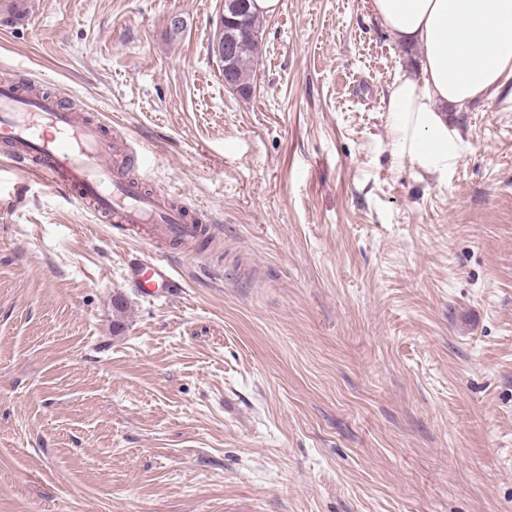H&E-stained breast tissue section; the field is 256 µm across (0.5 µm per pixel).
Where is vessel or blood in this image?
I'll list each match as a JSON object with an SVG mask.
<instances>
[{"instance_id":"obj_1","label":"vessel or blood","mask_w":512,"mask_h":512,"mask_svg":"<svg viewBox=\"0 0 512 512\" xmlns=\"http://www.w3.org/2000/svg\"><path fill=\"white\" fill-rule=\"evenodd\" d=\"M0 142L14 168L44 186L65 188L102 222L122 225L147 242L192 243L217 230L204 212L176 204L172 190L150 192L126 178L124 168L144 167L145 149L117 141L105 124L57 95L23 97L15 85L0 83ZM128 276L144 296L178 288L173 266L162 257L133 259Z\"/></svg>"}]
</instances>
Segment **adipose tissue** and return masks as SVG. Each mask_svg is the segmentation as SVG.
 I'll list each match as a JSON object with an SVG mask.
<instances>
[{
	"label": "adipose tissue",
	"mask_w": 512,
	"mask_h": 512,
	"mask_svg": "<svg viewBox=\"0 0 512 512\" xmlns=\"http://www.w3.org/2000/svg\"><path fill=\"white\" fill-rule=\"evenodd\" d=\"M395 42L418 47L416 72L385 99L401 158L424 172L448 166V111L512 90V0H371Z\"/></svg>",
	"instance_id": "ef3b65f1"
}]
</instances>
